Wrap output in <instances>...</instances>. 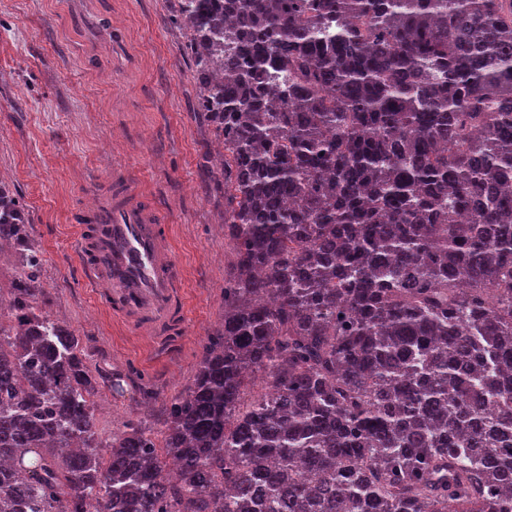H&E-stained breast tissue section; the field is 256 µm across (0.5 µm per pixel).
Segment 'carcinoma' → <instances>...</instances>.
Returning a JSON list of instances; mask_svg holds the SVG:
<instances>
[{
  "label": "carcinoma",
  "instance_id": "cac0c4a2",
  "mask_svg": "<svg viewBox=\"0 0 512 512\" xmlns=\"http://www.w3.org/2000/svg\"><path fill=\"white\" fill-rule=\"evenodd\" d=\"M224 323L103 464L0 180V512H512V0H181ZM265 391L245 404L248 375Z\"/></svg>",
  "mask_w": 512,
  "mask_h": 512
}]
</instances>
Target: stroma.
<instances>
[{
    "label": "stroma",
    "instance_id": "35a3bbf8",
    "mask_svg": "<svg viewBox=\"0 0 512 512\" xmlns=\"http://www.w3.org/2000/svg\"><path fill=\"white\" fill-rule=\"evenodd\" d=\"M177 0H0V179L17 190L42 253L48 315L100 372L102 460L127 422L155 428L191 387L224 321L232 262L224 197L205 173L216 139L197 109ZM129 169L160 211L184 272L173 352L114 327L85 277L77 217Z\"/></svg>",
    "mask_w": 512,
    "mask_h": 512
}]
</instances>
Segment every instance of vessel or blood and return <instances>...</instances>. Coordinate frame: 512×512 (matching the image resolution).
Returning a JSON list of instances; mask_svg holds the SVG:
<instances>
[{
  "label": "vessel or blood",
  "instance_id": "vessel-or-blood-1",
  "mask_svg": "<svg viewBox=\"0 0 512 512\" xmlns=\"http://www.w3.org/2000/svg\"><path fill=\"white\" fill-rule=\"evenodd\" d=\"M86 277L112 317L133 333L177 347L183 324L182 271L170 237L127 170L112 171V191L79 217Z\"/></svg>",
  "mask_w": 512,
  "mask_h": 512
}]
</instances>
